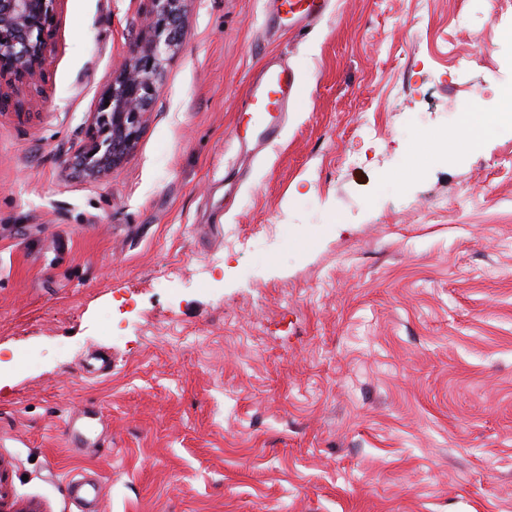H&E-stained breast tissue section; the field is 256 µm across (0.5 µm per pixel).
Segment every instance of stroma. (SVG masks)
I'll list each match as a JSON object with an SVG mask.
<instances>
[{"label":"stroma","mask_w":512,"mask_h":512,"mask_svg":"<svg viewBox=\"0 0 512 512\" xmlns=\"http://www.w3.org/2000/svg\"><path fill=\"white\" fill-rule=\"evenodd\" d=\"M153 8L62 0L0 112L11 499L88 512L82 476L97 512H512V0H339L275 36L262 0H190L134 149L85 179L65 162ZM268 54L297 94L255 161Z\"/></svg>","instance_id":"35a3bbf8"}]
</instances>
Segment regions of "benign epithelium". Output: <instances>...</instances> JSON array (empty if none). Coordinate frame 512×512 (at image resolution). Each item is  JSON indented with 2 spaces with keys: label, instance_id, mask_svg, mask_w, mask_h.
Listing matches in <instances>:
<instances>
[{
  "label": "benign epithelium",
  "instance_id": "7a95c632",
  "mask_svg": "<svg viewBox=\"0 0 512 512\" xmlns=\"http://www.w3.org/2000/svg\"><path fill=\"white\" fill-rule=\"evenodd\" d=\"M62 0H0V110L18 108L21 90L41 75ZM144 38L120 67L90 117L68 166L94 180L112 172L133 149L146 122L170 53L182 43L188 0H153Z\"/></svg>",
  "mask_w": 512,
  "mask_h": 512
}]
</instances>
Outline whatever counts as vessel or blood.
I'll list each match as a JSON object with an SVG mask.
<instances>
[{"label":"vessel or blood","mask_w":512,"mask_h":512,"mask_svg":"<svg viewBox=\"0 0 512 512\" xmlns=\"http://www.w3.org/2000/svg\"><path fill=\"white\" fill-rule=\"evenodd\" d=\"M270 23H285L291 29L314 26L335 7L334 0H264ZM294 76L287 65L270 59L250 82L244 102L245 113H261L262 119L251 135L255 151H262L279 138L295 97Z\"/></svg>","instance_id":"obj_1"}]
</instances>
